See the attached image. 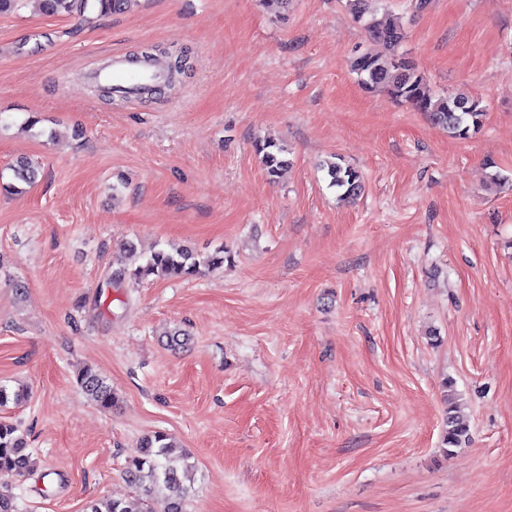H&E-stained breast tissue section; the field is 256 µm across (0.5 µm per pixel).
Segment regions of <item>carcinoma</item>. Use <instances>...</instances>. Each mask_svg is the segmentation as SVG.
<instances>
[{
  "mask_svg": "<svg viewBox=\"0 0 512 512\" xmlns=\"http://www.w3.org/2000/svg\"><path fill=\"white\" fill-rule=\"evenodd\" d=\"M40 10L48 16H100L128 9L134 0H36ZM356 22L360 23L371 39L385 48L383 54L361 53L351 61V69L366 90L385 89L390 96L417 112H425L437 125L448 130L458 139H466L478 130L486 115L481 100L466 94L437 97L429 89L415 64L399 53L406 38L404 28L391 20L379 19L367 0H349ZM261 162L270 180L279 177L290 165L287 150L273 139L256 145ZM14 182L5 190L13 194L24 192L32 185L38 169L27 159L16 161L11 167ZM329 185L336 188L341 200L356 199L363 188L358 170L342 162L326 164ZM127 256L116 262L112 280L142 281L151 276L159 279H181L197 275L201 268H219L231 255L219 247L204 257L189 249L158 248L140 259L133 245L124 246ZM81 389L88 399L101 409H109L115 401L112 387L98 374L87 369L78 376ZM448 410L443 442V452L450 457L457 449L469 444L470 429L459 415L453 395H447ZM172 438L156 432L140 441L136 451L127 457L125 476L142 491L134 500L102 498L92 501L86 512H186L187 500L194 483L195 466L185 457L173 456ZM37 462L27 452V442L19 427L0 421V478L29 472ZM0 512H19L17 498L11 485L0 481Z\"/></svg>",
  "mask_w": 512,
  "mask_h": 512,
  "instance_id": "cac0c4a2",
  "label": "carcinoma"
}]
</instances>
